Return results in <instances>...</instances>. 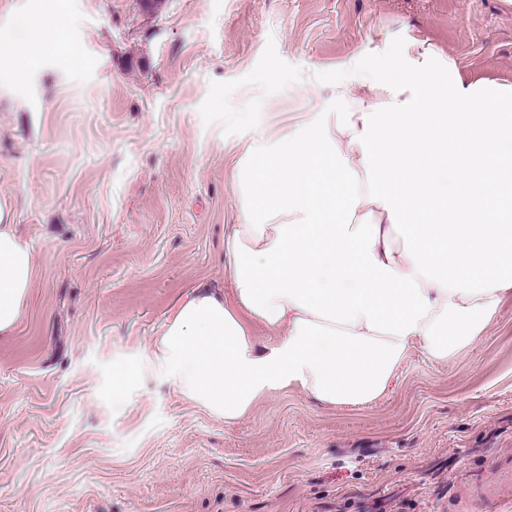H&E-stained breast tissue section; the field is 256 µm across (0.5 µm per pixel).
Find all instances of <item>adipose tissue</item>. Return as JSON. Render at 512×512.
Returning a JSON list of instances; mask_svg holds the SVG:
<instances>
[{"label": "adipose tissue", "instance_id": "1", "mask_svg": "<svg viewBox=\"0 0 512 512\" xmlns=\"http://www.w3.org/2000/svg\"><path fill=\"white\" fill-rule=\"evenodd\" d=\"M235 171L233 299L194 289L152 342L177 394L225 424L288 387L372 401L411 350L448 360L512 296V84L428 43L338 80L331 106L279 138L255 128ZM35 269L0 205L1 336Z\"/></svg>", "mask_w": 512, "mask_h": 512}]
</instances>
